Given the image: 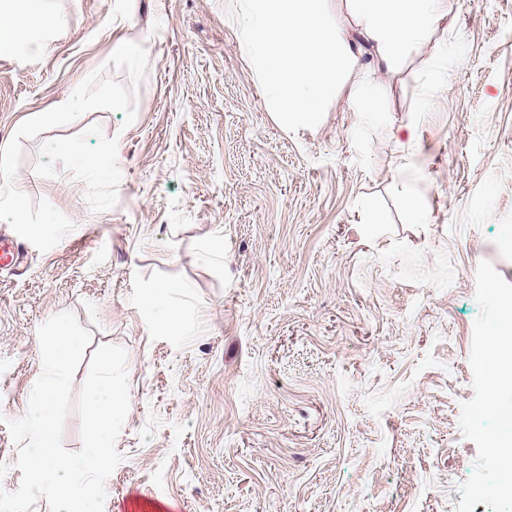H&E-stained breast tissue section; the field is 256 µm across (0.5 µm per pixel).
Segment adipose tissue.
I'll use <instances>...</instances> for the list:
<instances>
[{
  "label": "adipose tissue",
  "instance_id": "1",
  "mask_svg": "<svg viewBox=\"0 0 512 512\" xmlns=\"http://www.w3.org/2000/svg\"><path fill=\"white\" fill-rule=\"evenodd\" d=\"M380 61L390 64L442 21L446 0H349ZM48 0H0V56L20 51L23 39L54 26Z\"/></svg>",
  "mask_w": 512,
  "mask_h": 512
}]
</instances>
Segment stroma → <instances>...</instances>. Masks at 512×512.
I'll list each match as a JSON object with an SVG mask.
<instances>
[{
  "mask_svg": "<svg viewBox=\"0 0 512 512\" xmlns=\"http://www.w3.org/2000/svg\"><path fill=\"white\" fill-rule=\"evenodd\" d=\"M49 3V40L0 58V164L29 222L0 220L25 248L0 265V487L20 483L37 330L70 311L86 359L128 354L104 512H455L479 264L512 283V0H447L388 67L363 44L295 132L260 108L228 0ZM53 141L112 168L90 181ZM158 283L193 334L142 304Z\"/></svg>",
  "mask_w": 512,
  "mask_h": 512,
  "instance_id": "35a3bbf8",
  "label": "stroma"
}]
</instances>
